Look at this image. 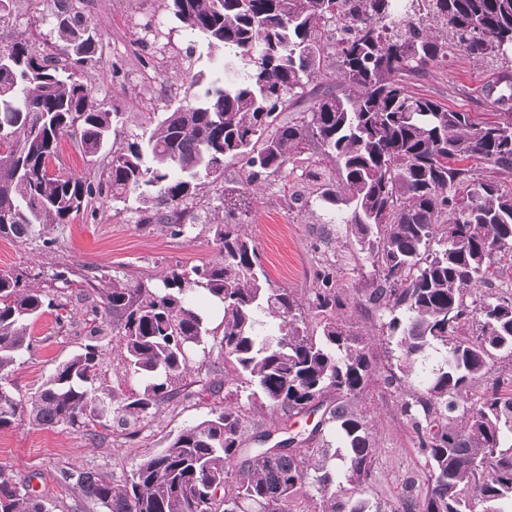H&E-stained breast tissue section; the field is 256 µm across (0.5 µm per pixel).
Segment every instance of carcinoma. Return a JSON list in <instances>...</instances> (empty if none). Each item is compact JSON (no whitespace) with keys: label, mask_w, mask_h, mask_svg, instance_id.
<instances>
[{"label":"carcinoma","mask_w":512,"mask_h":512,"mask_svg":"<svg viewBox=\"0 0 512 512\" xmlns=\"http://www.w3.org/2000/svg\"><path fill=\"white\" fill-rule=\"evenodd\" d=\"M18 0H0V30L13 26ZM34 29L0 36V239L25 241L53 224L95 216L108 202H137L135 223L179 238L195 209L220 191L227 220L216 257L189 269L166 265L152 290L118 277L60 271L65 288L94 292L81 352L56 366L28 398L3 381L33 348V323L67 304L0 273V429L26 421L44 429H112L126 436L159 410L195 395L184 383L188 352L212 337L205 364L211 395L265 406L275 422L322 410L303 446L270 454L249 448L243 406L211 410L146 455L122 484L92 471L60 470L98 512H296L313 484L314 512H512V394L501 378L472 399L500 352L512 356V85L499 100L506 117L478 121L408 89L407 80L460 53L512 52V0H167L174 26L139 24L144 65L164 66L170 32L224 52L210 83L187 71L162 90L154 128L114 147L119 113L94 105L88 69L101 59L84 0H27ZM51 28L41 31L45 17ZM183 96H178V90ZM297 116L283 121L280 115ZM69 136L94 177L49 168ZM313 151L324 168L305 173L326 205L351 208L352 234L376 279L366 295L387 317L379 339L395 346L383 377L416 434L428 469L424 493L392 505L358 491L372 480L378 448L355 400L376 376L369 341L341 314L336 268L316 272L302 302L274 286L262 266L245 197ZM237 161L243 176L225 184ZM501 288L488 298L483 289ZM223 309L221 330L206 328L192 295ZM112 325L124 375L144 389L117 408L96 395ZM423 391L406 390L414 379ZM339 433L344 451L328 440ZM0 512H47L43 500L0 467Z\"/></svg>","instance_id":"carcinoma-1"}]
</instances>
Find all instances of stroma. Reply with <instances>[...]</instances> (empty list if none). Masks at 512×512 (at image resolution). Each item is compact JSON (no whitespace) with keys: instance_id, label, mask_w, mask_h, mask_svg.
I'll return each instance as SVG.
<instances>
[{"instance_id":"35a3bbf8","label":"stroma","mask_w":512,"mask_h":512,"mask_svg":"<svg viewBox=\"0 0 512 512\" xmlns=\"http://www.w3.org/2000/svg\"><path fill=\"white\" fill-rule=\"evenodd\" d=\"M85 11L89 24L101 36L102 58L90 74L94 98L119 115L114 143L149 128L154 110L160 107L163 85L180 81L186 70L212 75L222 60L218 52L198 59L187 57L188 41L176 32L163 70L156 73L143 68L144 50L135 25L150 18L166 19L164 0H88ZM506 74L512 75L511 60L455 54L447 64L411 77L408 86L415 93L488 121L498 118L501 111L491 94L502 89L501 79ZM297 193L303 196V207L288 208L286 198ZM249 209L250 222L244 230L254 240L269 278L296 298H307L320 265L330 263L341 268L337 285L350 298L344 315L363 334L373 337L377 370L385 372L388 347L377 341L380 320L365 302L374 271L369 261L356 259L357 246L348 225L332 222L333 207L318 199L305 177L293 173L258 187ZM223 221L220 208L200 214L187 234L174 239L160 227H138L130 214H115L107 204L96 218L79 217L73 223L51 228L50 235L56 240L53 248H44L37 238L0 240V272L24 273L29 287L59 294L74 313L73 322L65 326L58 325L50 312L36 321L32 329L34 349L15 366L8 388L29 394L85 342V303L77 292L60 288L53 278L56 271L68 268L82 274L106 273L132 285H150L167 263L177 261L190 267L214 259V231ZM204 378L203 372L189 368L187 381L195 389V397L164 407L154 419L143 422L131 440L117 427L103 437L27 423L1 430L0 466L30 480L49 512H95L77 488L59 483V468L94 470L118 483L129 479L141 459L166 446L170 435L223 406V397L201 392ZM98 386L119 402L143 389L142 381L125 376L117 343L108 345ZM359 407L370 420L371 435L379 448L375 478L365 486L364 497L394 502L406 485L425 488L427 472L417 452L416 436L400 413L398 394L378 382L360 395Z\"/></svg>"}]
</instances>
